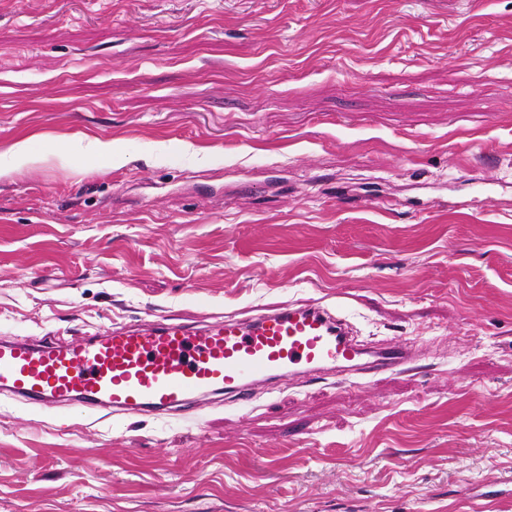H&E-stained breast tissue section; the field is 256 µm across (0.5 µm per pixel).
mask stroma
I'll return each mask as SVG.
<instances>
[{"label":"stroma","mask_w":512,"mask_h":512,"mask_svg":"<svg viewBox=\"0 0 512 512\" xmlns=\"http://www.w3.org/2000/svg\"><path fill=\"white\" fill-rule=\"evenodd\" d=\"M18 142L0 336L319 300L418 358L201 415L0 395V512H512V0H0Z\"/></svg>","instance_id":"1"}]
</instances>
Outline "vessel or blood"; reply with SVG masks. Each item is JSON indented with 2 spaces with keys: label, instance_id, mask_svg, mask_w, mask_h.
Wrapping results in <instances>:
<instances>
[{
  "label": "vessel or blood",
  "instance_id": "vessel-or-blood-1",
  "mask_svg": "<svg viewBox=\"0 0 512 512\" xmlns=\"http://www.w3.org/2000/svg\"><path fill=\"white\" fill-rule=\"evenodd\" d=\"M346 320L319 301L282 303L209 323L161 318L109 326L80 340L23 336L0 340V392L30 404H80L90 411L205 410L224 395L247 406L255 383L296 369L316 376L405 371L415 351L393 340L372 360Z\"/></svg>",
  "mask_w": 512,
  "mask_h": 512
}]
</instances>
